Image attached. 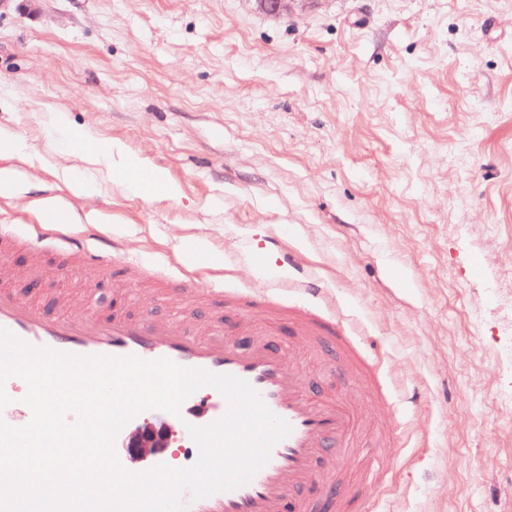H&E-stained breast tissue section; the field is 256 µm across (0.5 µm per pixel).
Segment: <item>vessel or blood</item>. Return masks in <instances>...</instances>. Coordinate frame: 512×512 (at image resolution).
I'll return each instance as SVG.
<instances>
[{"instance_id":"1","label":"vessel or blood","mask_w":512,"mask_h":512,"mask_svg":"<svg viewBox=\"0 0 512 512\" xmlns=\"http://www.w3.org/2000/svg\"><path fill=\"white\" fill-rule=\"evenodd\" d=\"M48 242L59 275L87 266H115L130 281L146 276L141 260L115 263V239L77 232L52 213L26 232L0 224V267L18 251L38 256ZM277 265L289 272L295 286L291 300L265 288L242 292L220 282L202 287L187 277L158 273L157 282L175 289L187 304L207 299L211 316L197 325L118 309L108 317L92 308L76 311L66 297L50 312L0 285V328L37 348L78 356L167 359L183 368L235 376L290 425V433L272 447L268 462L247 483L198 499L183 493L185 512H376L364 489L388 486L393 462L373 461L362 481L346 478L344 461L369 444L363 416L342 395L308 388L290 345L270 338L269 331L279 329L302 343H327L337 378L354 377L374 391L378 405L388 408L392 402L380 383L378 355L328 309L325 288L297 269L290 256L281 255ZM0 387L12 399L0 410V420L16 428L26 426L32 418L23 402L26 381L11 376Z\"/></svg>"}]
</instances>
